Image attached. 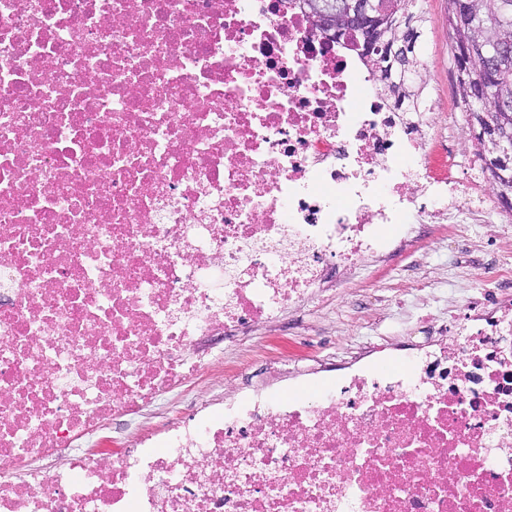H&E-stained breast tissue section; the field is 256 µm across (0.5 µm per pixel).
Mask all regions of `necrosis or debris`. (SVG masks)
Segmentation results:
<instances>
[{"label":"necrosis or debris","mask_w":512,"mask_h":512,"mask_svg":"<svg viewBox=\"0 0 512 512\" xmlns=\"http://www.w3.org/2000/svg\"><path fill=\"white\" fill-rule=\"evenodd\" d=\"M287 0H0V512H512V299L187 417L211 338L497 208Z\"/></svg>","instance_id":"necrosis-or-debris-1"}]
</instances>
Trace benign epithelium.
<instances>
[{
    "label": "benign epithelium",
    "instance_id": "obj_1",
    "mask_svg": "<svg viewBox=\"0 0 512 512\" xmlns=\"http://www.w3.org/2000/svg\"><path fill=\"white\" fill-rule=\"evenodd\" d=\"M301 7L309 15L314 31L326 39L343 42L356 48L372 45L381 52L380 58L405 64L406 44L399 38L383 39L380 24L392 21L404 7V0H301ZM469 120L491 130L488 141L493 147L488 152L497 157L512 155V133L494 131L485 100L477 99V108Z\"/></svg>",
    "mask_w": 512,
    "mask_h": 512
}]
</instances>
